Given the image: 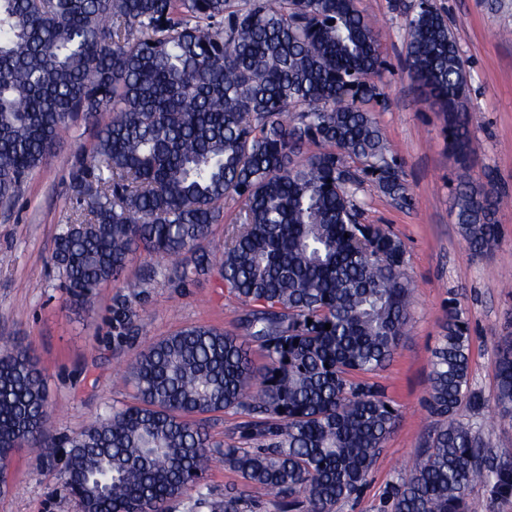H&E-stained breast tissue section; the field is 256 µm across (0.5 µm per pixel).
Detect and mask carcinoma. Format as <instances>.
Listing matches in <instances>:
<instances>
[{"label": "carcinoma", "mask_w": 512, "mask_h": 512, "mask_svg": "<svg viewBox=\"0 0 512 512\" xmlns=\"http://www.w3.org/2000/svg\"><path fill=\"white\" fill-rule=\"evenodd\" d=\"M405 32L407 69L443 115L459 234L481 254L499 238L503 200L469 169L464 61L430 0ZM385 66L356 0H0V204L78 115L96 121L56 237L68 301L85 303L145 253L163 266L113 299L112 335L133 329L132 298L159 274L181 286L214 272L244 306L237 333L187 326L151 343L130 366L135 402L68 439L63 475L82 512H169L210 461L199 416L227 409L260 416L247 437L264 444L226 448L224 463L280 512H335L360 492L397 414L352 375L391 361L413 297L400 238L361 223L365 179L409 196L359 106L380 95ZM228 200L241 208L217 257L206 241ZM464 324L450 305L425 399L437 427L425 458L391 485L387 512H469L478 484L512 496V460L464 414L484 406ZM496 355L492 408L512 423L511 334ZM51 407L37 357L1 343L0 479L23 448L55 454Z\"/></svg>", "instance_id": "carcinoma-1"}]
</instances>
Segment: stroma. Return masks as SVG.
<instances>
[{
	"label": "stroma",
	"mask_w": 512,
	"mask_h": 512,
	"mask_svg": "<svg viewBox=\"0 0 512 512\" xmlns=\"http://www.w3.org/2000/svg\"><path fill=\"white\" fill-rule=\"evenodd\" d=\"M446 12L469 75L466 102L474 176L491 174L497 190L512 200V0H434ZM418 0H357L376 22L387 61L379 101L367 105L401 164L410 199L399 203L374 183L360 192L362 223L388 227L403 241L407 276L414 286L406 336L389 365L367 375L380 387L398 419L383 444L366 484L336 512H382L400 468L420 456L431 418L425 406L432 351L449 300H456L470 328L471 384L484 399L496 387V345L512 330V204L499 213L501 237L484 257L465 248L454 222L455 167L448 158L440 113L421 101L406 69L405 16ZM96 128L78 118L62 133L46 164L34 170L15 200L0 204V342L30 346L46 370L52 400L50 428L65 440L109 406L133 402L127 363L148 343L182 327L208 325L232 332L241 301L217 276L208 274L176 288L156 277L136 309L134 335L112 334L109 309L123 282L99 288L87 304L72 305L54 264L56 236L72 214L70 179L76 159H90ZM255 416L243 410L205 415L215 446L200 482L170 506V512H220L227 490L245 495L244 512H279L266 491L244 482L225 466V447L252 448L243 430ZM0 512H81L64 486L61 460L19 452L0 491Z\"/></svg>",
	"instance_id": "stroma-1"
}]
</instances>
